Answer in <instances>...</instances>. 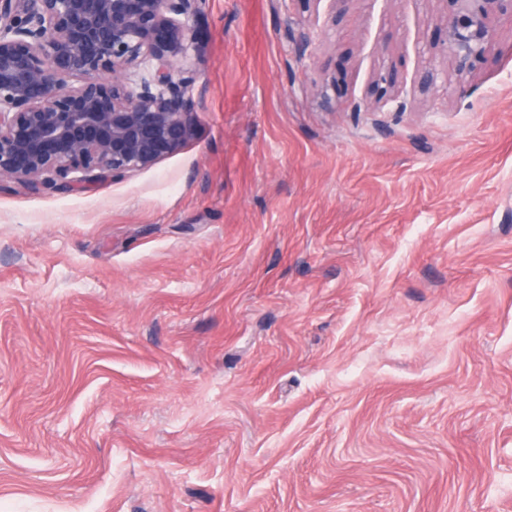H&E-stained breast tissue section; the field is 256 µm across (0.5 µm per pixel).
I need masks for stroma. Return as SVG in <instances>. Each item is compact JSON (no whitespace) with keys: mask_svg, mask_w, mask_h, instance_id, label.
<instances>
[{"mask_svg":"<svg viewBox=\"0 0 512 512\" xmlns=\"http://www.w3.org/2000/svg\"><path fill=\"white\" fill-rule=\"evenodd\" d=\"M446 10L206 0L181 151L0 178V512H512V18L461 98Z\"/></svg>","mask_w":512,"mask_h":512,"instance_id":"obj_1","label":"stroma"}]
</instances>
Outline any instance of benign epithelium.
Wrapping results in <instances>:
<instances>
[{
	"label": "benign epithelium",
	"instance_id": "7a95c632",
	"mask_svg": "<svg viewBox=\"0 0 512 512\" xmlns=\"http://www.w3.org/2000/svg\"><path fill=\"white\" fill-rule=\"evenodd\" d=\"M433 49L471 72L512 0H449ZM204 0H0V177L79 192L192 138V22ZM148 76L128 86L129 69ZM75 78L76 86L66 84Z\"/></svg>",
	"mask_w": 512,
	"mask_h": 512
}]
</instances>
